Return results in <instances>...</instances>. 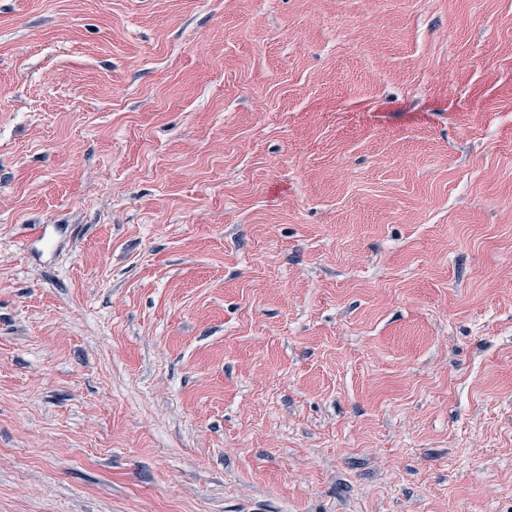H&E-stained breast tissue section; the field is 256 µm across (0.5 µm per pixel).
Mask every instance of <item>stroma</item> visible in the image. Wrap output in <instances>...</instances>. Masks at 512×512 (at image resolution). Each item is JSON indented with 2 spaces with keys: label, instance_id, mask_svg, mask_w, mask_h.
I'll use <instances>...</instances> for the list:
<instances>
[{
  "label": "stroma",
  "instance_id": "35a3bbf8",
  "mask_svg": "<svg viewBox=\"0 0 512 512\" xmlns=\"http://www.w3.org/2000/svg\"><path fill=\"white\" fill-rule=\"evenodd\" d=\"M0 512H512V0H0Z\"/></svg>",
  "mask_w": 512,
  "mask_h": 512
}]
</instances>
